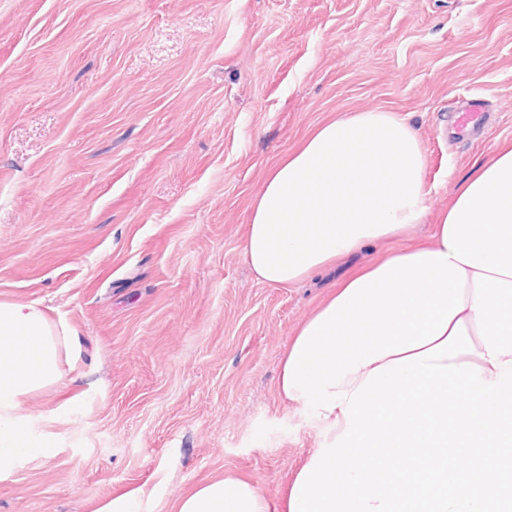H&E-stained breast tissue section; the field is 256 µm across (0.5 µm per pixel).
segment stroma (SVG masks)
Returning <instances> with one entry per match:
<instances>
[{"label":"stroma","mask_w":512,"mask_h":512,"mask_svg":"<svg viewBox=\"0 0 512 512\" xmlns=\"http://www.w3.org/2000/svg\"><path fill=\"white\" fill-rule=\"evenodd\" d=\"M478 96L479 139H452ZM392 112L427 154L426 235L512 141V0H0V300L79 347L18 412L0 512H99L227 475L270 505L317 440L278 394L345 258L288 287L242 256L271 168L315 127Z\"/></svg>","instance_id":"obj_1"}]
</instances>
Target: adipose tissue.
Masks as SVG:
<instances>
[{"instance_id": "ef3b65f1", "label": "adipose tissue", "mask_w": 512, "mask_h": 512, "mask_svg": "<svg viewBox=\"0 0 512 512\" xmlns=\"http://www.w3.org/2000/svg\"><path fill=\"white\" fill-rule=\"evenodd\" d=\"M427 155L391 112H354L313 129L268 173L243 240L256 281L303 282L346 255L406 237L427 211ZM463 322L475 352L458 355L497 380L512 359V145H502L456 190L427 236L383 253L329 288L292 332L279 395L307 406L315 431L340 435L343 411L377 366L442 342ZM32 303L0 301V466L26 452L13 421L25 397L64 380L73 346ZM177 512H271L251 482L197 486Z\"/></svg>"}]
</instances>
